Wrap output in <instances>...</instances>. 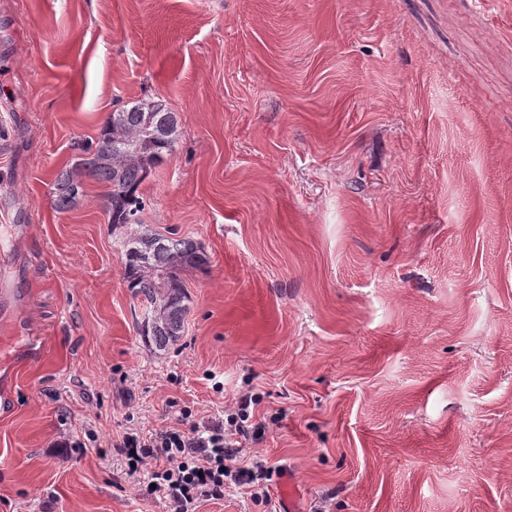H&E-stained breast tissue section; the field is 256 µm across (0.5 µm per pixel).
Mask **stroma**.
<instances>
[{
    "mask_svg": "<svg viewBox=\"0 0 512 512\" xmlns=\"http://www.w3.org/2000/svg\"><path fill=\"white\" fill-rule=\"evenodd\" d=\"M148 98L144 225L209 260L162 351L105 185L51 195ZM2 236L0 512H167L101 447L248 391L279 510L512 512V0H0Z\"/></svg>",
    "mask_w": 512,
    "mask_h": 512,
    "instance_id": "1",
    "label": "stroma"
}]
</instances>
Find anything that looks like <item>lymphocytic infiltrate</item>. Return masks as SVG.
I'll list each match as a JSON object with an SVG mask.
<instances>
[{"label": "lymphocytic infiltrate", "instance_id": "obj_1", "mask_svg": "<svg viewBox=\"0 0 512 512\" xmlns=\"http://www.w3.org/2000/svg\"><path fill=\"white\" fill-rule=\"evenodd\" d=\"M255 394L240 395L222 415L195 417L181 412L176 425L142 435L126 431L111 446L144 472L142 494L164 500L169 512H199L203 503L223 499L227 490L262 481V464L239 460L265 433L254 420Z\"/></svg>", "mask_w": 512, "mask_h": 512}]
</instances>
